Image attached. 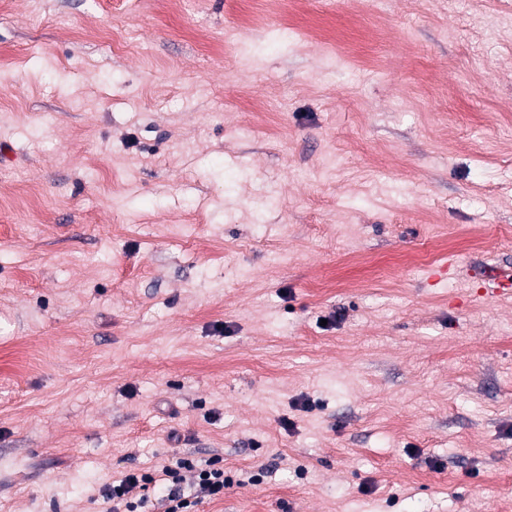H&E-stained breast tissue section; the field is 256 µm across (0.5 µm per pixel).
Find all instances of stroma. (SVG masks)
I'll return each instance as SVG.
<instances>
[{"label":"stroma","mask_w":512,"mask_h":512,"mask_svg":"<svg viewBox=\"0 0 512 512\" xmlns=\"http://www.w3.org/2000/svg\"><path fill=\"white\" fill-rule=\"evenodd\" d=\"M1 147L0 512H512V0H0ZM483 287L491 295H505L512 292V274L509 272H491L484 276ZM184 472L193 473V482L189 493L182 486ZM164 484L160 495L154 502L145 493L149 485L157 480L152 473H129L121 480L106 485L102 495L112 501L113 512H196L195 508L205 499L223 497L224 487L232 485L234 480L224 474V465L219 460L199 463L192 456L181 457L174 465L162 469ZM123 508L124 510H120ZM148 510H142V509Z\"/></svg>","instance_id":"35a3bbf8"}]
</instances>
